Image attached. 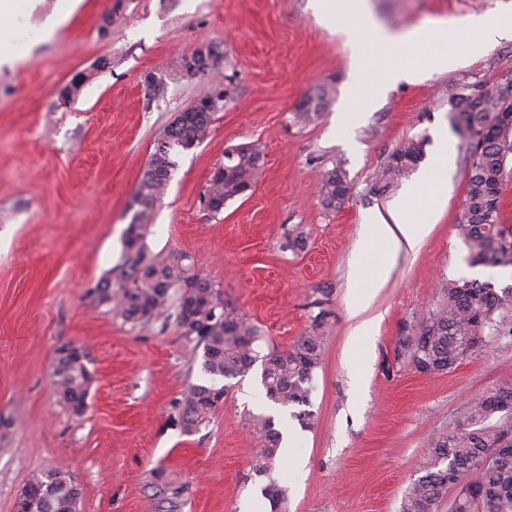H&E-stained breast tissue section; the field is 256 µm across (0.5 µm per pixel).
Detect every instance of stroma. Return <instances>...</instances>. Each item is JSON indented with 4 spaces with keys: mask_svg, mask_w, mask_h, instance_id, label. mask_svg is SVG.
Wrapping results in <instances>:
<instances>
[{
    "mask_svg": "<svg viewBox=\"0 0 512 512\" xmlns=\"http://www.w3.org/2000/svg\"><path fill=\"white\" fill-rule=\"evenodd\" d=\"M386 30L436 18L512 10V0H370ZM0 42V512H15L33 475L52 471L81 489V512H271L268 481L287 491L282 512H398L430 443L463 421L471 398L512 378V339L489 342L448 372L415 370L403 341L431 311L440 280L512 285V268L470 265L455 226L466 195L451 103L464 88L512 74V40L487 46L449 31L401 65L430 68L388 86L377 108L346 127L339 108L353 76L350 49L311 0H6ZM212 46V72L185 77L182 56ZM444 57L432 68L434 57ZM161 79L162 98L145 78ZM79 90L64 96L73 80ZM336 89L313 122L298 101ZM223 86L209 134L176 154L157 202L147 256L187 254L226 306L253 322L260 353L292 349L325 313L321 361L307 407L270 401L260 367L225 379L223 402L192 433L172 421L192 384H209L202 348L175 323L131 327L98 305L96 283L121 262L132 195L164 130L179 112ZM426 138L417 169L392 193L368 188L402 140ZM453 155L448 179L431 176L440 138ZM263 152L259 180L209 213L202 196L226 151ZM342 163L351 195L319 202L322 173ZM408 200L431 224L416 251L385 263L372 250L352 261L364 227L389 221ZM306 245L283 249L292 228ZM378 320L356 335L353 310ZM83 348L93 375L83 414L54 391L56 350ZM362 377H355V365ZM311 414L300 427L297 413ZM296 427L294 459L255 476L262 446L251 421Z\"/></svg>",
    "mask_w": 512,
    "mask_h": 512,
    "instance_id": "1",
    "label": "stroma"
}]
</instances>
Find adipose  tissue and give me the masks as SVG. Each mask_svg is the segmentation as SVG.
Returning <instances> with one entry per match:
<instances>
[{
    "label": "adipose tissue",
    "mask_w": 512,
    "mask_h": 512,
    "mask_svg": "<svg viewBox=\"0 0 512 512\" xmlns=\"http://www.w3.org/2000/svg\"><path fill=\"white\" fill-rule=\"evenodd\" d=\"M319 16L330 22L340 21V31L351 49V68L361 73L376 66L380 58L401 55L421 43L447 36L457 28L477 31L484 44L512 39V15H470L452 21L440 20L427 29L403 32L380 30L373 18L369 0H330L319 7ZM391 223L367 225L364 237L383 244L386 254L416 250L432 230L419 223L408 203L399 204L391 214Z\"/></svg>",
    "instance_id": "ef3b65f1"
}]
</instances>
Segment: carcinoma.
Here are the masks:
<instances>
[{
	"mask_svg": "<svg viewBox=\"0 0 512 512\" xmlns=\"http://www.w3.org/2000/svg\"><path fill=\"white\" fill-rule=\"evenodd\" d=\"M483 92L479 103L458 96L451 111L456 133L466 146L467 191L458 236L468 249L473 266H512V224L501 221V185L508 161H512V123L507 111L512 103L494 95V88L474 87ZM334 89L322 86L314 94V105L299 110L302 123L315 120L333 100ZM213 113L187 109L167 127L162 141L150 156L147 168L132 196L134 210L124 240L121 274L112 285L108 273L96 284L93 294L114 315L132 326H144L154 319H175L182 336L203 347L202 370L211 385L192 384L177 402L181 429L190 433L209 422L219 406L213 395L224 392L216 381L243 374L262 359L261 381L268 398L282 406L306 405L309 384L319 367L325 316L319 313L311 332L292 350H270L260 355L259 329L247 318L224 306L213 284L195 273L188 255L172 252L162 259L147 258L145 237L156 203L165 194L175 169L172 151L189 150L201 143L210 130ZM425 139L401 142L387 156L376 173L369 192L385 195L406 179L424 158ZM228 168L212 175L203 204L218 214L224 204L250 189L260 172L262 152L242 147L227 153ZM351 191L348 174L339 163L321 175L319 199L334 208ZM512 336V286L499 290L477 280L444 279L432 310L406 338L411 359L419 371H449L467 355L485 347L494 338ZM90 373L84 362H55L54 385L60 399L79 415L86 407ZM492 395L481 394L470 401L465 420L441 434L430 444L419 476L403 495L399 512H440L448 489L458 485L476 492L458 494L455 512H512V451L492 465L484 458L501 441L512 444V417L494 412ZM254 430L264 439L252 460V470L271 477L281 464L280 434L269 418H258Z\"/></svg>",
	"mask_w": 512,
	"mask_h": 512,
	"instance_id": "1",
	"label": "carcinoma"
}]
</instances>
